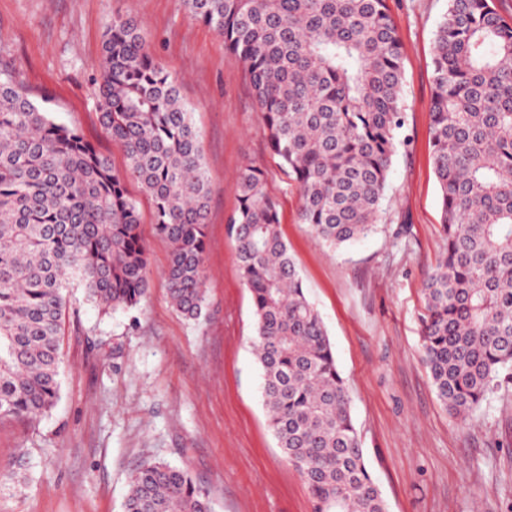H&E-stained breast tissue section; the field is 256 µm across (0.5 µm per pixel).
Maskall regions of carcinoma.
<instances>
[{"instance_id": "cac0c4a2", "label": "carcinoma", "mask_w": 512, "mask_h": 512, "mask_svg": "<svg viewBox=\"0 0 512 512\" xmlns=\"http://www.w3.org/2000/svg\"><path fill=\"white\" fill-rule=\"evenodd\" d=\"M185 3L243 62L300 223L334 251L376 232L405 112L404 44L387 0ZM432 67L443 245L424 280L423 362L441 404L466 418L512 382V16L497 0H448ZM98 108L125 148L121 172L0 73V418L34 421L56 405L71 281L103 309L146 296L148 244L127 181L151 197L169 243L172 307L189 321L206 307L202 142L133 17L107 29ZM265 182L262 168H242L227 231L252 297L269 427L315 512H387ZM129 483L124 512H212L207 492L167 463L142 462Z\"/></svg>"}]
</instances>
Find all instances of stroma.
Wrapping results in <instances>:
<instances>
[{
    "label": "stroma",
    "mask_w": 512,
    "mask_h": 512,
    "mask_svg": "<svg viewBox=\"0 0 512 512\" xmlns=\"http://www.w3.org/2000/svg\"><path fill=\"white\" fill-rule=\"evenodd\" d=\"M405 44L406 121L382 202V230L339 251L298 220L273 162L243 63L195 21L185 0H0V70L60 124L79 129L115 170L124 147L99 121L102 46L115 14L145 27L178 79L204 148L210 188L200 321L171 306L170 248L140 185L149 290L139 307L102 312L71 284L62 326L60 399L36 421L0 419V512H123L128 476L162 460L189 472L213 512H314L301 475L268 427L253 355L251 294L227 220L248 164L266 168L310 302L345 378L368 469L388 512H506L512 505V384L470 418L437 399L422 361L423 281L441 252V198L429 142L435 32L448 0H388ZM405 217L404 246L388 226Z\"/></svg>",
    "instance_id": "35a3bbf8"
}]
</instances>
